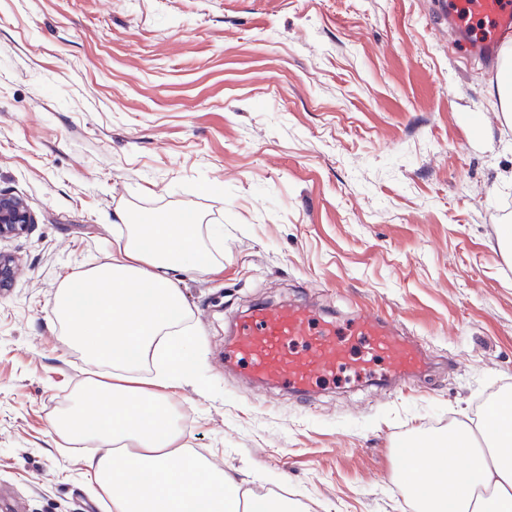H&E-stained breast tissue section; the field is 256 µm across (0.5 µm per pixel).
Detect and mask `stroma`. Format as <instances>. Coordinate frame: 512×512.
Returning a JSON list of instances; mask_svg holds the SVG:
<instances>
[{
	"label": "stroma",
	"instance_id": "1",
	"mask_svg": "<svg viewBox=\"0 0 512 512\" xmlns=\"http://www.w3.org/2000/svg\"><path fill=\"white\" fill-rule=\"evenodd\" d=\"M439 0H0V188L38 222L0 243V512H108L49 420L95 379L52 308L108 261L117 212L199 215L217 273L174 276L193 369L182 441L302 512H414L404 443L512 392V119ZM372 312L425 346L413 390L310 401L225 362L259 305Z\"/></svg>",
	"mask_w": 512,
	"mask_h": 512
}]
</instances>
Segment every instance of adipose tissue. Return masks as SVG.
Returning <instances> with one entry per match:
<instances>
[{"label":"adipose tissue","mask_w":512,"mask_h":512,"mask_svg":"<svg viewBox=\"0 0 512 512\" xmlns=\"http://www.w3.org/2000/svg\"><path fill=\"white\" fill-rule=\"evenodd\" d=\"M185 268H218L197 224L147 218L127 225L111 261L64 278L53 313L73 344L111 365L112 379L87 383L50 427L89 448L91 489L111 512H288L275 501L241 502L239 481L182 442L164 390L187 347L172 332L185 303L171 274ZM397 470L421 512H512V400L492 406L480 430L456 427L404 448Z\"/></svg>","instance_id":"obj_1"}]
</instances>
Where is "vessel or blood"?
I'll return each instance as SVG.
<instances>
[{
    "label": "vessel or blood",
    "mask_w": 512,
    "mask_h": 512,
    "mask_svg": "<svg viewBox=\"0 0 512 512\" xmlns=\"http://www.w3.org/2000/svg\"><path fill=\"white\" fill-rule=\"evenodd\" d=\"M484 21L486 28L472 50L486 66H495L506 38L512 36V0H454L448 21L458 34L466 29L461 15ZM226 359L241 363L265 386H277L304 397L325 380L344 372L354 377L373 375L383 366L385 383L398 386L420 377L429 359L416 344L407 342L378 317L358 316L349 329L339 330L320 320L312 306H259L237 325Z\"/></svg>",
    "instance_id": "1"
}]
</instances>
